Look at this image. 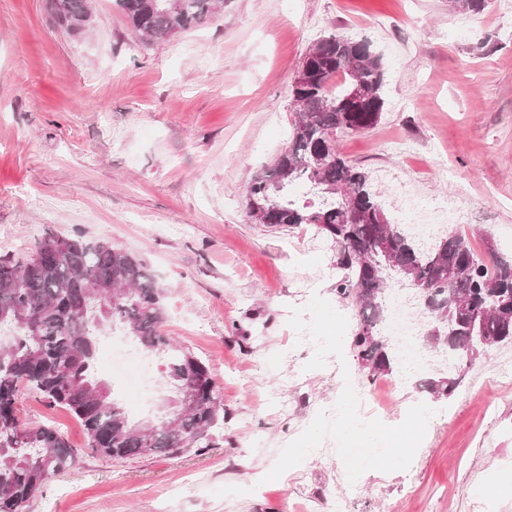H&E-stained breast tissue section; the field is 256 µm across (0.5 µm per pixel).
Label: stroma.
Here are the masks:
<instances>
[{
  "mask_svg": "<svg viewBox=\"0 0 512 512\" xmlns=\"http://www.w3.org/2000/svg\"><path fill=\"white\" fill-rule=\"evenodd\" d=\"M92 7V26L74 34L47 0H0V257L29 256L51 232L144 259L170 290L163 332L208 367L224 427L205 448L114 460L89 448L67 409L22 390V420L53 425L80 451L24 512H302L312 498L322 512H512V485L493 501L476 492L512 475V377L499 371L512 345L480 359L449 399L431 401L414 377L386 409L360 405L386 431L434 405L412 457L379 470L325 459L326 440L369 441L323 414L342 377H362L335 249L315 227L281 231L246 208L253 178L288 142L304 54L337 32L369 41L385 64L380 122L338 143L388 215L399 202L385 171L429 199L463 195L475 251L511 258L512 16L500 0L479 14L448 0H224L210 24L152 42L115 0ZM302 326L343 341L306 349ZM151 361L159 387L141 398L103 359L92 370L137 422L178 400L164 360ZM311 439L316 452L302 454Z\"/></svg>",
  "mask_w": 512,
  "mask_h": 512,
  "instance_id": "1",
  "label": "stroma"
}]
</instances>
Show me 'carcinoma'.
<instances>
[{
    "mask_svg": "<svg viewBox=\"0 0 512 512\" xmlns=\"http://www.w3.org/2000/svg\"><path fill=\"white\" fill-rule=\"evenodd\" d=\"M487 0H448L454 13L478 14ZM132 31L163 41L213 20L224 0H116ZM58 23L81 31L91 19L89 0H49ZM341 82L334 83L335 78ZM336 88H331V84ZM385 72L369 43L340 34L322 37L306 52L291 86L296 119L288 145L257 174L247 209L257 223L280 229L316 227L336 249V297L356 315L351 347L368 382L389 376L399 357L382 336L391 281L418 282L431 313L422 335L448 355L449 373L422 381L433 399L450 398L472 363L466 351L482 336L495 348L512 344V260L475 255L466 237L447 233L423 242L391 221L368 172L336 147L340 134L374 128L384 111ZM358 85L363 93L350 95ZM298 185L299 196L289 193ZM459 269L457 277L448 272ZM110 281L116 299L94 285ZM168 291L145 260L101 240L47 234L24 261L0 258V327L12 340L0 344V512H21L48 477L76 463L79 449L56 428L16 416L19 385L70 409L82 422L88 445L113 459L176 456L206 448L224 425L216 388L198 385L207 366L165 336ZM120 324L147 352L167 354V376L177 389L196 391V405L177 427L140 434L125 407L101 401L102 384L89 374L97 337Z\"/></svg>",
    "mask_w": 512,
    "mask_h": 512,
    "instance_id": "cac0c4a2",
    "label": "carcinoma"
}]
</instances>
